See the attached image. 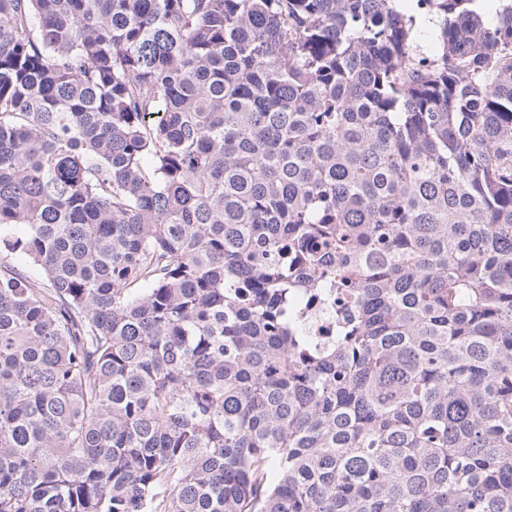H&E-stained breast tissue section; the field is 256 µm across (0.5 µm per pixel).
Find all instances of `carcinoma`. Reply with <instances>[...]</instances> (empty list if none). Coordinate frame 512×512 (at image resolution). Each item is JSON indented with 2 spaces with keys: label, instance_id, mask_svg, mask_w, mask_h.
I'll return each mask as SVG.
<instances>
[{
  "label": "carcinoma",
  "instance_id": "carcinoma-1",
  "mask_svg": "<svg viewBox=\"0 0 512 512\" xmlns=\"http://www.w3.org/2000/svg\"><path fill=\"white\" fill-rule=\"evenodd\" d=\"M0 0V512H512V0ZM318 295L324 346L296 303Z\"/></svg>",
  "mask_w": 512,
  "mask_h": 512
}]
</instances>
